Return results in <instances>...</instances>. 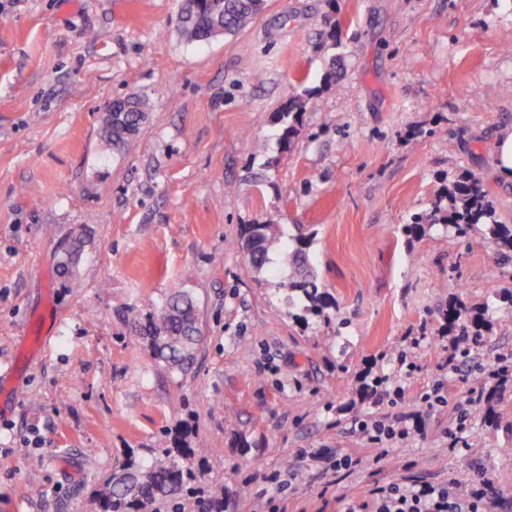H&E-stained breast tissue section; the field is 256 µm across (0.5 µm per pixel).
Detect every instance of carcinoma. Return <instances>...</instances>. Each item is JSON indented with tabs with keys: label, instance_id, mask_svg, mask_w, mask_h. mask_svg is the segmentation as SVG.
Listing matches in <instances>:
<instances>
[{
	"label": "carcinoma",
	"instance_id": "1",
	"mask_svg": "<svg viewBox=\"0 0 512 512\" xmlns=\"http://www.w3.org/2000/svg\"><path fill=\"white\" fill-rule=\"evenodd\" d=\"M264 0H182L180 32L191 43L209 41L220 35L234 34L263 9ZM312 90L288 98L279 112L283 122V138L287 141L297 133L296 115L311 99ZM128 108L104 122L101 140L110 147H120L137 133L146 119V104L139 98L127 99ZM437 227L448 237L460 239L474 231L493 242L503 261H512V224H502L495 218L483 179L468 174L448 181L440 200L426 216L414 214L403 232L417 238ZM279 224H251L244 238L251 253L250 267L257 273L265 271L270 254L282 250L288 275L280 286L287 291L288 305L300 302L302 311L318 321L330 324L334 320L333 302L329 294L318 287L316 275L308 262V248L313 235H299L289 240ZM86 243L80 231L67 241L58 266L65 274L73 272ZM487 310L474 311L458 302L449 304L442 313L443 328L463 336L477 337L489 329ZM136 333L143 336L154 359L169 372H185L193 364L202 338V322L194 298L186 292L171 295L145 321L132 318ZM205 449L192 448L180 429H175L172 446L161 449V457L146 464L129 453L122 468L109 476L97 491L100 512H167L177 496L196 492L198 477L190 465L195 454Z\"/></svg>",
	"mask_w": 512,
	"mask_h": 512
}]
</instances>
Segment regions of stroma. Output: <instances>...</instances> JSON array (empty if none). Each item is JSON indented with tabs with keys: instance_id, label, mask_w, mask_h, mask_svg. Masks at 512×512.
I'll return each instance as SVG.
<instances>
[{
	"instance_id": "stroma-1",
	"label": "stroma",
	"mask_w": 512,
	"mask_h": 512,
	"mask_svg": "<svg viewBox=\"0 0 512 512\" xmlns=\"http://www.w3.org/2000/svg\"><path fill=\"white\" fill-rule=\"evenodd\" d=\"M181 0H0V512H99L129 453L151 462L189 431L199 494L183 512H336L375 482L468 484L512 471V306L489 308L512 262L402 228L458 175L484 180L512 224V182L490 165L512 128L507 0H265L233 35L188 43ZM313 89L291 141L278 112ZM148 100L124 148L99 136L113 102ZM313 234L331 325L302 322L242 249L248 224ZM85 230L73 276L64 242ZM191 293L203 337L188 375L153 360L124 316ZM489 308L491 330L457 369L438 338L450 302ZM394 377L397 405L358 394ZM443 384L446 405L420 397ZM468 451L449 448L471 392ZM411 415L420 429L377 459L354 415ZM350 455L335 470L301 449ZM94 466H87V458ZM279 474L282 483L266 482Z\"/></svg>"
}]
</instances>
